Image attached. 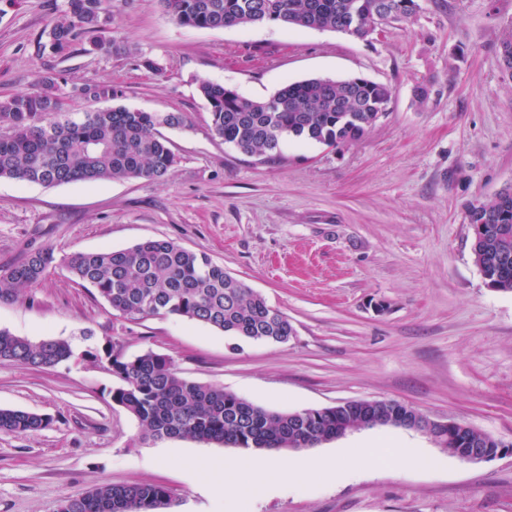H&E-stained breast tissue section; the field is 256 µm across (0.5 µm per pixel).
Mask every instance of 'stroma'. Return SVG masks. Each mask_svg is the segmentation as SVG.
<instances>
[{
    "label": "stroma",
    "instance_id": "obj_1",
    "mask_svg": "<svg viewBox=\"0 0 512 512\" xmlns=\"http://www.w3.org/2000/svg\"><path fill=\"white\" fill-rule=\"evenodd\" d=\"M52 2L0 0V97L59 73L67 87L117 86L123 104L179 112L185 123L164 131L176 164L161 182L0 179V266L38 248L61 259L167 238L223 264L287 315L295 334L241 344L177 316L129 319L61 267L0 297V329L68 338L78 351L150 349L172 357L182 376L272 411L396 400L507 450L474 464L411 430L361 428L316 454L385 439L435 463L214 496L193 461L237 449L138 442L136 420L111 399L106 364H0V408L54 418L35 433H0V512H57L64 497L140 482L171 488V512H512V293L486 286L469 224L473 206L512 186V77L499 58L512 0H419L414 16L366 41L283 26L196 29L155 0H112L104 49L68 57L39 49ZM353 75L392 88L386 114L347 147L290 138L274 159L215 138L198 91L205 79L266 99L289 82Z\"/></svg>",
    "mask_w": 512,
    "mask_h": 512
}]
</instances>
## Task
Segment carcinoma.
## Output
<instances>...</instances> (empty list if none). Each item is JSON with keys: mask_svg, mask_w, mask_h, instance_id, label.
I'll list each match as a JSON object with an SVG mask.
<instances>
[{"mask_svg": "<svg viewBox=\"0 0 512 512\" xmlns=\"http://www.w3.org/2000/svg\"><path fill=\"white\" fill-rule=\"evenodd\" d=\"M178 24L197 29L295 26L342 32L366 39L395 21L411 18L418 0H156ZM58 9V5H53ZM60 10V9H58ZM112 21V0H65L45 32L41 49L68 56L101 48L98 34ZM84 99L117 100L112 85L85 83L75 88ZM199 92L211 114L214 137L246 155L279 154L286 138L338 149L358 141L386 113L389 86L363 76L311 78L288 83L270 98L252 99L220 83L203 80ZM61 77L47 74L35 92L0 98V179L58 186L74 182L164 180L176 163L161 129L183 126L184 116L116 105L78 116L63 112ZM470 223L484 229L472 236L471 251L484 280L512 293V187L472 207ZM55 262L39 248L14 265L0 266V295L16 294L40 281ZM68 272L96 289L124 317L174 315L202 323L246 342L286 343L294 335L288 317L224 266L168 239L76 253L62 259ZM90 359L104 361L116 379L112 401L138 422L142 442L189 439L244 450L297 448L336 438V429L355 423L368 409L339 404L323 411L306 408L275 412L212 385L189 380L172 358L147 350L130 357L112 344L76 352L72 342H34L0 329V363L36 370ZM53 418L0 408V432L28 434ZM174 502L156 483L103 485L64 498L57 512H163Z\"/></svg>", "mask_w": 512, "mask_h": 512, "instance_id": "obj_1", "label": "carcinoma"}]
</instances>
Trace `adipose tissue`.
<instances>
[{
	"instance_id": "obj_1",
	"label": "adipose tissue",
	"mask_w": 512,
	"mask_h": 512,
	"mask_svg": "<svg viewBox=\"0 0 512 512\" xmlns=\"http://www.w3.org/2000/svg\"><path fill=\"white\" fill-rule=\"evenodd\" d=\"M421 461V454L409 448L396 449L393 456L384 460L370 449L359 448L348 455H304L288 462L247 452L231 459L212 458L208 464L223 472L225 486L243 493L258 490L269 493L305 480L338 484L357 471L378 467L383 462L398 468H413Z\"/></svg>"
}]
</instances>
